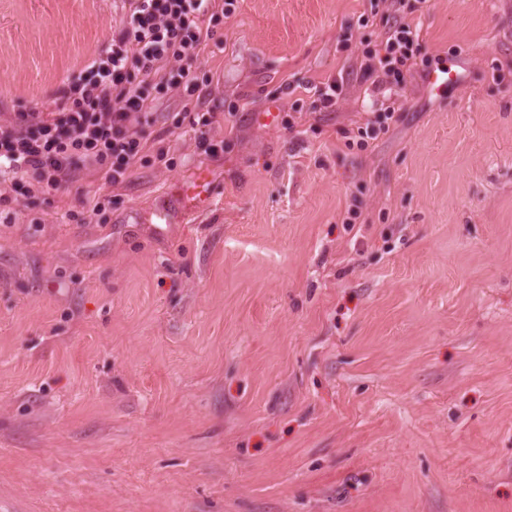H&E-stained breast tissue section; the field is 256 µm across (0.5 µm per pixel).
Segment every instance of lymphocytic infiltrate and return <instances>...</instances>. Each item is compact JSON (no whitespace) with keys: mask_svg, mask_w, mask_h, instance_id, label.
<instances>
[{"mask_svg":"<svg viewBox=\"0 0 512 512\" xmlns=\"http://www.w3.org/2000/svg\"><path fill=\"white\" fill-rule=\"evenodd\" d=\"M122 17L108 47L55 94V108L17 113L0 124V176L10 175L0 205L12 194L28 198L65 188L82 169H94L106 185L123 182L142 161L147 127L155 123V100L176 91L186 103L200 96L196 69L237 0H121ZM411 0H389V26L379 50H368L359 65L362 81L383 94L402 89L420 52ZM220 113L185 111L175 127L186 126L202 152L222 150L211 131Z\"/></svg>","mask_w":512,"mask_h":512,"instance_id":"obj_1","label":"lymphocytic infiltrate"}]
</instances>
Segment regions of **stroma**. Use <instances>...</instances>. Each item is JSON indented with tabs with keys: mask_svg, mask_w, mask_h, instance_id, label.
<instances>
[{
	"mask_svg": "<svg viewBox=\"0 0 512 512\" xmlns=\"http://www.w3.org/2000/svg\"><path fill=\"white\" fill-rule=\"evenodd\" d=\"M385 10L238 0L198 68L203 109L236 107L223 152L172 92L173 169H86L0 218V512H512V0H424L423 55L465 80L414 74L351 148ZM121 15L0 0V123ZM334 75L328 112L307 88ZM200 172L223 202L187 220L166 201ZM395 108L393 106H387L384 108V112L379 113L374 117V120L369 119L365 127H358L357 134L349 136L351 132L344 131V137L348 138L347 146L352 147L354 144L360 149H364L368 146L367 139H376L379 131L386 132L389 129L388 120H393L395 117ZM378 124V128L375 127Z\"/></svg>",
	"mask_w": 512,
	"mask_h": 512,
	"instance_id": "stroma-1",
	"label": "stroma"
}]
</instances>
